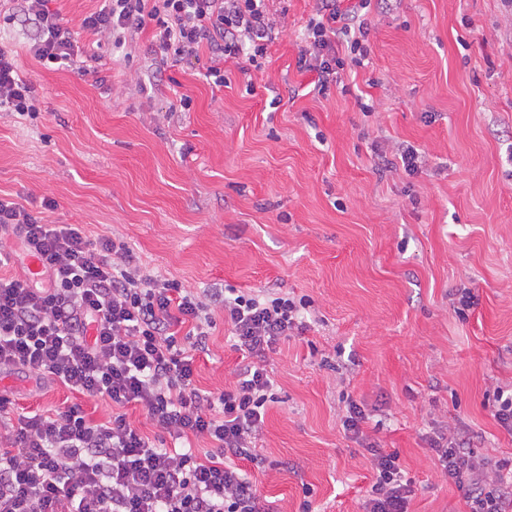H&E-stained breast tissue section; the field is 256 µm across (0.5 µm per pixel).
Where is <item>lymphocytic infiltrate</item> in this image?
<instances>
[{"instance_id":"1","label":"lymphocytic infiltrate","mask_w":512,"mask_h":512,"mask_svg":"<svg viewBox=\"0 0 512 512\" xmlns=\"http://www.w3.org/2000/svg\"><path fill=\"white\" fill-rule=\"evenodd\" d=\"M51 0H13L10 20L34 29L27 50L52 70L82 68L75 31ZM297 58L326 93L346 62L366 56L365 12L371 0H320ZM156 28V46L174 58L207 49L205 78L224 84V62H257L276 38L279 22L267 0H104L83 17L80 31L113 47ZM38 89L0 43V109L35 115ZM19 241L41 263L39 278L0 272V372L24 371L112 404L95 421L80 404L32 411L8 425L13 402L0 394V512H271L252 478L266 459L258 451L273 381L266 361L303 325L306 299L195 291L151 274L132 250L108 237L90 239L82 225L52 224L0 197V269ZM242 353L231 389L202 390L196 357L209 354L216 315ZM142 407L162 444L126 413ZM365 413L350 404L343 429L372 455L374 477L363 512H408L415 490L397 452L377 448ZM212 448L198 452L193 441ZM435 464L465 489L468 512H512V483L503 467L476 457L454 434L430 439Z\"/></svg>"}]
</instances>
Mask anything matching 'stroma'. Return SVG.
<instances>
[{"mask_svg":"<svg viewBox=\"0 0 512 512\" xmlns=\"http://www.w3.org/2000/svg\"><path fill=\"white\" fill-rule=\"evenodd\" d=\"M269 7L286 15L264 64L226 62L220 87L204 77L207 50L167 63L150 27L126 53L94 49L82 72L43 68L24 28H0L40 98L36 117L0 112V196L34 211L50 198L49 222L127 243L185 287L309 299L268 363L278 400L254 480L276 512H361L373 470L340 427L352 400L415 482L409 512H466L429 437L454 428L476 456L512 465L495 417L512 383V6L372 5L363 66L324 95L296 67L316 0ZM403 143L425 153L423 174L385 167ZM229 334L217 323L197 361L202 389L233 380ZM1 390L27 411L112 412L17 374Z\"/></svg>","mask_w":512,"mask_h":512,"instance_id":"35a3bbf8","label":"stroma"}]
</instances>
